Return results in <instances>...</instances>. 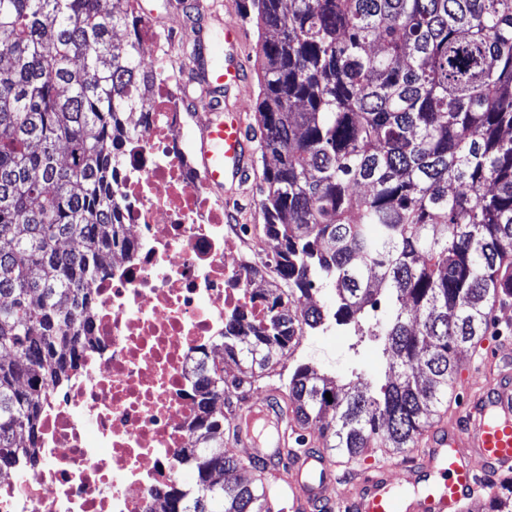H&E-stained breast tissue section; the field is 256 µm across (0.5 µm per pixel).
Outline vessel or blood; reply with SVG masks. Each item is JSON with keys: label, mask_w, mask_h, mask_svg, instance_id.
I'll list each match as a JSON object with an SVG mask.
<instances>
[{"label": "vessel or blood", "mask_w": 512, "mask_h": 512, "mask_svg": "<svg viewBox=\"0 0 512 512\" xmlns=\"http://www.w3.org/2000/svg\"><path fill=\"white\" fill-rule=\"evenodd\" d=\"M242 37V27L230 24L224 28L223 42L197 40L202 54L217 60L199 77V100L208 106V121L196 137L206 184L217 194L223 193L227 180L243 181L247 172L244 115L238 109L222 110L213 102L217 91L243 81L242 62L222 55L223 45H235ZM471 375L480 386L468 391L453 423L428 430L424 450L403 461L404 481L412 486V493H400L384 465L366 468L345 489L335 490L336 477L326 451L306 450L294 454L289 465L288 512H317L328 501L339 503L344 512H462L468 500L485 491L484 473L511 477L512 361L498 349H488ZM273 414V407L262 398L247 401L234 414L252 461L269 467L283 456L288 435L276 431L262 446L253 426Z\"/></svg>", "instance_id": "1"}]
</instances>
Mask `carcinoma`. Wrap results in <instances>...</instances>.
<instances>
[{"label": "carcinoma", "mask_w": 512, "mask_h": 512, "mask_svg": "<svg viewBox=\"0 0 512 512\" xmlns=\"http://www.w3.org/2000/svg\"><path fill=\"white\" fill-rule=\"evenodd\" d=\"M134 0H0V468L37 462L41 384L75 368L87 289L122 256L112 187L154 91ZM265 31L255 124L262 233L284 284L265 322L232 315L228 382L206 352L163 512H283L264 471L224 453V419L293 326L328 314L373 336L391 377L358 389L307 364L288 381L331 459L415 447L448 405L458 353L512 296V0H250ZM336 306L295 303L315 285ZM386 305V319L371 313ZM331 398H326V393ZM512 512V478L488 495Z\"/></svg>", "instance_id": "carcinoma-1"}]
</instances>
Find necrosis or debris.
<instances>
[{"label":"necrosis or debris","instance_id":"necrosis-or-debris-1","mask_svg":"<svg viewBox=\"0 0 512 512\" xmlns=\"http://www.w3.org/2000/svg\"><path fill=\"white\" fill-rule=\"evenodd\" d=\"M138 28L156 91L114 183L126 256L88 291L78 368L64 388H47L38 463L0 477V512H154L155 490L178 479L188 445L191 355L203 348L221 361L228 314L267 316L247 268L273 258L225 223L191 160L168 39L149 18Z\"/></svg>","mask_w":512,"mask_h":512}]
</instances>
